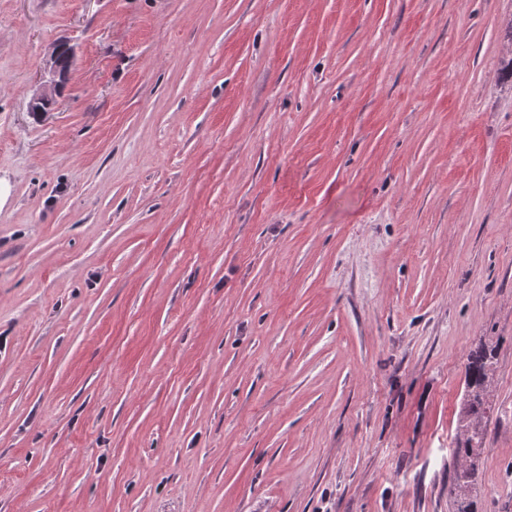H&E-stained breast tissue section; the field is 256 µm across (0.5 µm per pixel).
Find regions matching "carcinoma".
Wrapping results in <instances>:
<instances>
[{"mask_svg": "<svg viewBox=\"0 0 512 512\" xmlns=\"http://www.w3.org/2000/svg\"><path fill=\"white\" fill-rule=\"evenodd\" d=\"M492 364L493 356L485 350L470 355L461 412V438L454 448L458 465L449 488L456 512H473L471 489L476 470V452L484 439V434L478 433V430L482 428L487 413Z\"/></svg>", "mask_w": 512, "mask_h": 512, "instance_id": "carcinoma-1", "label": "carcinoma"}]
</instances>
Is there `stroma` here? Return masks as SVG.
Returning a JSON list of instances; mask_svg holds the SVG:
<instances>
[{"mask_svg": "<svg viewBox=\"0 0 512 512\" xmlns=\"http://www.w3.org/2000/svg\"><path fill=\"white\" fill-rule=\"evenodd\" d=\"M509 19L0 0V512H512ZM493 356L480 350L469 358L464 405L461 412V438L454 448V456L459 462L449 488L454 498L456 512H474L471 489L476 470V452L484 439L483 419L487 413V395L492 371ZM482 428V432L476 435Z\"/></svg>", "mask_w": 512, "mask_h": 512, "instance_id": "obj_1", "label": "stroma"}]
</instances>
